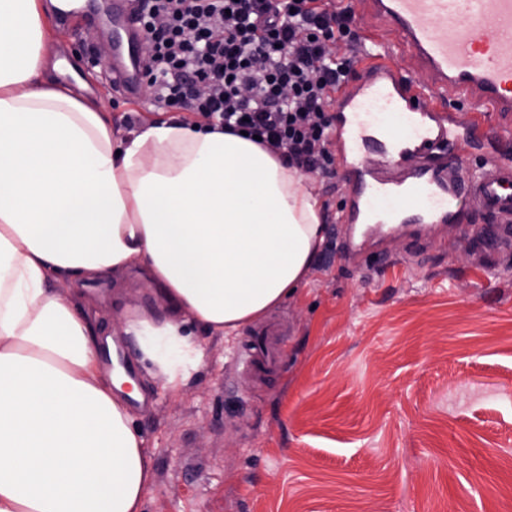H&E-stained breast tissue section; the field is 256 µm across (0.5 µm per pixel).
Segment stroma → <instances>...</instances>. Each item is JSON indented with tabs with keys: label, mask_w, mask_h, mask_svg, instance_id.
I'll return each mask as SVG.
<instances>
[{
	"label": "stroma",
	"mask_w": 512,
	"mask_h": 512,
	"mask_svg": "<svg viewBox=\"0 0 512 512\" xmlns=\"http://www.w3.org/2000/svg\"><path fill=\"white\" fill-rule=\"evenodd\" d=\"M45 16L48 62L83 74L73 94L113 129L165 119L108 84V33ZM406 221L353 254L349 227L327 224L294 295L209 337L180 394L148 385L144 512H512V246L469 208ZM85 288L115 336L130 313L169 312L133 269Z\"/></svg>",
	"instance_id": "1"
}]
</instances>
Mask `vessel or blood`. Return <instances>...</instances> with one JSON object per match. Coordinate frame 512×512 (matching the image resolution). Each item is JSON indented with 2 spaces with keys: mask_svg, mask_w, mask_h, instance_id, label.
Returning <instances> with one entry per match:
<instances>
[{
  "mask_svg": "<svg viewBox=\"0 0 512 512\" xmlns=\"http://www.w3.org/2000/svg\"><path fill=\"white\" fill-rule=\"evenodd\" d=\"M375 26L393 29L386 45L369 40L379 60L364 81L336 98V165L349 181L350 204L338 220L403 223L410 207L435 224L456 220L462 204L491 215L512 233V0H363ZM144 33L120 5L112 7V65L107 77L127 96L142 92L136 59ZM419 61L429 79L413 82L384 66L392 51ZM475 103L466 134L432 112V99ZM505 149L492 166L471 167L472 142Z\"/></svg>",
  "mask_w": 512,
  "mask_h": 512,
  "instance_id": "vessel-or-blood-1",
  "label": "vessel or blood"
}]
</instances>
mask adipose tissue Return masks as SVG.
I'll return each mask as SVG.
<instances>
[{
	"label": "adipose tissue",
	"mask_w": 512,
	"mask_h": 512,
	"mask_svg": "<svg viewBox=\"0 0 512 512\" xmlns=\"http://www.w3.org/2000/svg\"><path fill=\"white\" fill-rule=\"evenodd\" d=\"M42 0H0V512H142L154 482L126 378L100 363L86 282L140 269L170 307L128 316L146 374L178 394L292 295L324 244L304 176L254 137L129 134L47 72ZM69 285L68 294L57 291Z\"/></svg>",
	"instance_id": "ef3b65f1"
}]
</instances>
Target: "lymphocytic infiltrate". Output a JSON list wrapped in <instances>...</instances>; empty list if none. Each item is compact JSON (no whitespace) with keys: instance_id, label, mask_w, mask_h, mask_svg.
Returning a JSON list of instances; mask_svg holds the SVG:
<instances>
[{"instance_id":"lymphocytic-infiltrate-1","label":"lymphocytic infiltrate","mask_w":512,"mask_h":512,"mask_svg":"<svg viewBox=\"0 0 512 512\" xmlns=\"http://www.w3.org/2000/svg\"><path fill=\"white\" fill-rule=\"evenodd\" d=\"M153 69L144 87L195 124L257 135L302 172L332 179L337 91L361 37L334 0H136ZM208 88L194 92L195 84Z\"/></svg>"}]
</instances>
